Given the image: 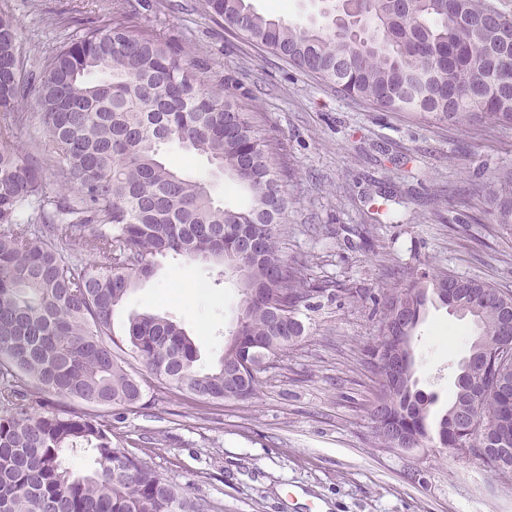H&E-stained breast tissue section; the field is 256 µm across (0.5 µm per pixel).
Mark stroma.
Here are the masks:
<instances>
[{
	"instance_id": "obj_1",
	"label": "stroma",
	"mask_w": 512,
	"mask_h": 512,
	"mask_svg": "<svg viewBox=\"0 0 512 512\" xmlns=\"http://www.w3.org/2000/svg\"><path fill=\"white\" fill-rule=\"evenodd\" d=\"M114 0H0L33 70L86 18L108 19ZM129 20L185 48L256 113L291 173L283 252L316 286L305 334L259 375L245 402L149 393L136 411L113 410L121 447L207 502L212 512H512V486L487 465L441 448L377 447V388L364 355L373 305L402 272L431 263L512 290V231L483 222L479 188L512 167V127L386 112L256 46L204 0H123ZM232 274L166 256L115 311L181 324L201 368L215 366L239 314ZM477 329L468 316L429 308L415 342L418 389L442 411Z\"/></svg>"
}]
</instances>
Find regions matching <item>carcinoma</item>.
I'll use <instances>...</instances> for the list:
<instances>
[{"instance_id": "cac0c4a2", "label": "carcinoma", "mask_w": 512, "mask_h": 512, "mask_svg": "<svg viewBox=\"0 0 512 512\" xmlns=\"http://www.w3.org/2000/svg\"><path fill=\"white\" fill-rule=\"evenodd\" d=\"M491 0H346L350 29L286 23L251 0H206L224 22L387 112L459 124L512 126V16ZM46 141L15 144L32 92ZM206 158L210 178L168 166L161 147ZM60 191L44 192L43 167ZM288 163L262 138L224 82L207 77L162 36L129 23L118 6L89 20L39 73L27 69L11 17L0 12V512H208L113 442L107 414L131 410L151 388L194 399L246 401L258 374L304 333L300 306L314 289L285 259ZM229 180L248 195L238 209L213 196ZM491 224L512 230V167L483 186ZM249 238L256 252L242 251ZM178 255L235 274L242 302L218 366L166 317L129 319L131 356L114 352L112 318L157 259ZM367 349L377 392L373 435L383 448H446L512 481V295L424 263L388 288ZM471 316L477 335L448 409L415 388L414 333L428 305ZM88 406L63 416L51 398ZM94 468L74 474L71 458Z\"/></svg>"}]
</instances>
